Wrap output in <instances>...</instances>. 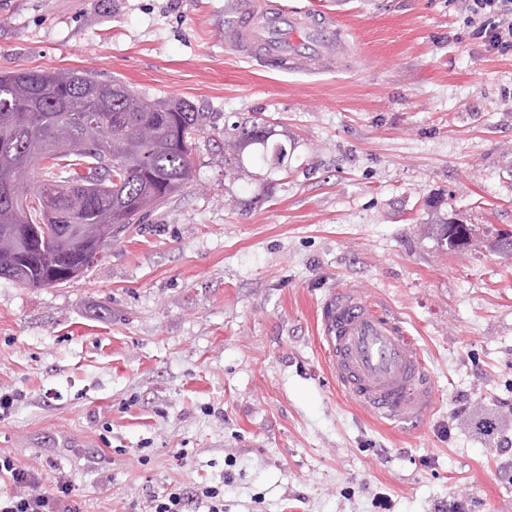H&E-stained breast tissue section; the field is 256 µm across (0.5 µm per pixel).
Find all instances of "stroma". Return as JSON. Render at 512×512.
<instances>
[{
    "label": "stroma",
    "instance_id": "obj_1",
    "mask_svg": "<svg viewBox=\"0 0 512 512\" xmlns=\"http://www.w3.org/2000/svg\"><path fill=\"white\" fill-rule=\"evenodd\" d=\"M236 0H0V71L77 69L205 113L195 178L67 284L0 279V454L79 512H512V56L451 0H279L337 16L330 67L225 44ZM262 123L288 158L246 150ZM473 225L450 251L434 212ZM377 299L435 381L422 421L332 376L321 312ZM491 421L490 431L479 429ZM270 130L261 131L256 125L250 128L242 127L238 136L233 140H227V146L231 149L232 154L239 156L242 150L248 146L258 145L262 147L263 152L268 150V141L272 136Z\"/></svg>",
    "mask_w": 512,
    "mask_h": 512
}]
</instances>
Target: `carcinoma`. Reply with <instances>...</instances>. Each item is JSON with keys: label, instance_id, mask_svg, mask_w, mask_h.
<instances>
[{"label": "carcinoma", "instance_id": "carcinoma-1", "mask_svg": "<svg viewBox=\"0 0 512 512\" xmlns=\"http://www.w3.org/2000/svg\"><path fill=\"white\" fill-rule=\"evenodd\" d=\"M87 113L101 119L121 116L126 133L112 137V154L130 155V161L99 170L93 142L86 128L71 119ZM204 115L183 99L152 101L120 82H104L81 70L0 72V157L20 162L12 180V192L28 201L16 211L4 194L0 172V231L21 229L38 222L35 198L47 181L71 187L56 197L63 224H112L116 236L129 224H137L144 205L156 210L193 180L191 163L195 136L203 130ZM67 125L69 139L78 150L65 154H40L34 141ZM271 131L243 127L227 140L232 154L258 145L268 148ZM42 168V175L35 176ZM437 236L450 247L469 241L472 226L464 224L450 233L453 222L436 217ZM76 248L54 235L43 238L35 253L26 249L0 250V278L30 288L55 286L80 278L94 263Z\"/></svg>", "mask_w": 512, "mask_h": 512}]
</instances>
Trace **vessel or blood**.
<instances>
[{
  "label": "vessel or blood",
  "mask_w": 512,
  "mask_h": 512,
  "mask_svg": "<svg viewBox=\"0 0 512 512\" xmlns=\"http://www.w3.org/2000/svg\"><path fill=\"white\" fill-rule=\"evenodd\" d=\"M237 11L226 41L264 62H330L346 50L332 15L284 7L257 16L251 0H238ZM322 330L336 384L357 406L396 422H417L429 413L434 380L397 316L358 289L341 287L324 306Z\"/></svg>",
  "instance_id": "obj_1"
}]
</instances>
